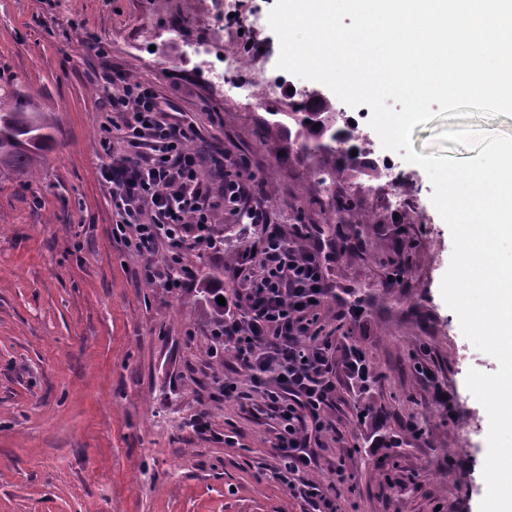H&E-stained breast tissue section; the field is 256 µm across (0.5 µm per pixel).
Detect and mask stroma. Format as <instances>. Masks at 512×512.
<instances>
[{"label":"stroma","instance_id":"1","mask_svg":"<svg viewBox=\"0 0 512 512\" xmlns=\"http://www.w3.org/2000/svg\"><path fill=\"white\" fill-rule=\"evenodd\" d=\"M274 3L229 0L226 20L197 0L175 11L165 0H0V89L21 85L51 125L34 176L0 175V512L308 510L265 475L274 423L255 412L259 394L219 389L233 358L212 353V325L195 304L204 278L223 277L228 254L251 249L261 230L216 203L220 252L184 248V288L144 282L143 259L112 234L100 172L105 77L115 70L152 85L170 121L193 129L188 146L203 173L223 158L246 161L280 232L299 250H320L331 287L321 324L340 367L322 411L331 427L315 451L318 476L339 464L350 475L336 489L338 512H479L489 420L465 379L498 363L465 338L442 298L453 244L425 171L399 161L415 202L399 212L385 188L353 189L343 168L326 190L295 137L256 138L271 100L224 98L193 68L192 48L208 31L255 26L268 42L265 72L288 85L268 23ZM465 127L512 135V117H437L414 128L413 148L476 157L472 145L434 140ZM351 193L371 207V223L355 228L335 213L333 196ZM233 225L239 232L227 237ZM394 270L402 286L385 287ZM437 384L453 407L435 403ZM202 412L205 434L191 426ZM416 421L425 436L411 432Z\"/></svg>","mask_w":512,"mask_h":512}]
</instances>
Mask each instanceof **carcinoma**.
I'll return each mask as SVG.
<instances>
[{"instance_id": "cac0c4a2", "label": "carcinoma", "mask_w": 512, "mask_h": 512, "mask_svg": "<svg viewBox=\"0 0 512 512\" xmlns=\"http://www.w3.org/2000/svg\"><path fill=\"white\" fill-rule=\"evenodd\" d=\"M24 93L15 88L5 90L0 99L9 102L6 109L0 110V171L17 174L30 171L39 157L42 147L49 140L45 130L48 123L40 112L24 110ZM274 120L265 121L256 128V136L263 141L273 129L286 126L294 121L302 141L301 153L306 158L316 159L310 174H327L336 180V160L349 167L355 159L350 153L339 148L343 141L337 138L339 130L321 112H272ZM213 288L205 282L199 289L196 303L206 312L207 318L215 323L224 321V306L212 297Z\"/></svg>"}]
</instances>
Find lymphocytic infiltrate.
Segmentation results:
<instances>
[{
  "label": "lymphocytic infiltrate",
  "instance_id": "f902f5d3",
  "mask_svg": "<svg viewBox=\"0 0 512 512\" xmlns=\"http://www.w3.org/2000/svg\"><path fill=\"white\" fill-rule=\"evenodd\" d=\"M108 80L117 89L108 98L112 116L102 126L100 145L103 175L112 187L115 232L146 257L147 284L184 287L186 276L177 268L179 250L189 243L204 250L220 247L208 232L214 207L211 185L200 175L198 154L185 145L188 129L166 121L165 98L121 71ZM115 134L126 145L124 153L111 147ZM245 169L242 162L217 167L224 206L243 223L262 226L263 234L253 252L227 267V275L240 283L234 297L243 307L240 314L225 315L213 334L232 352L239 370L263 389L261 409L278 425L274 478L307 502L311 512H336L324 482L313 477L316 454L311 447L312 433L326 427L321 411L335 369L330 344L319 342L314 332L317 310L331 288L319 255L299 252L273 225L270 212L252 193ZM162 243L170 259L159 267L152 257ZM269 373L274 376L270 388L264 385Z\"/></svg>",
  "mask_w": 512,
  "mask_h": 512
}]
</instances>
